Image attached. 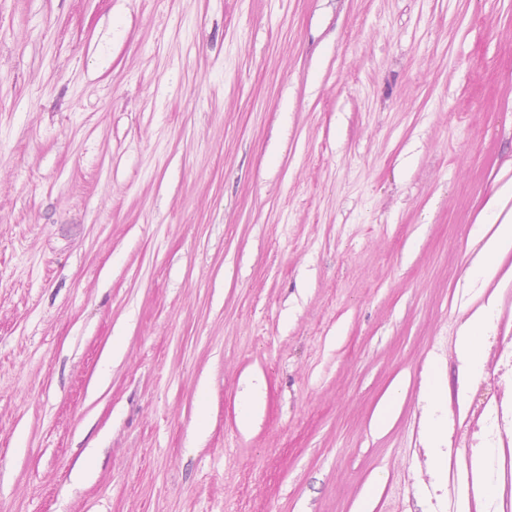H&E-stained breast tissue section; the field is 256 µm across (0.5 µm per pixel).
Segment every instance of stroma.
<instances>
[{
  "label": "stroma",
  "mask_w": 512,
  "mask_h": 512,
  "mask_svg": "<svg viewBox=\"0 0 512 512\" xmlns=\"http://www.w3.org/2000/svg\"><path fill=\"white\" fill-rule=\"evenodd\" d=\"M506 220L512 0H0V512H407Z\"/></svg>",
  "instance_id": "obj_1"
}]
</instances>
